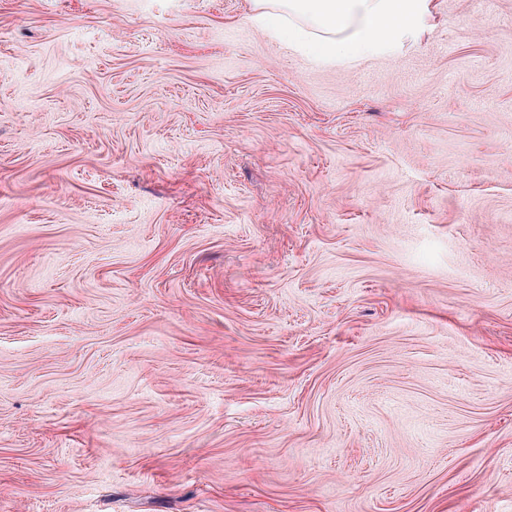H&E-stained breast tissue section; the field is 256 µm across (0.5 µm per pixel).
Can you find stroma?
Wrapping results in <instances>:
<instances>
[{
	"mask_svg": "<svg viewBox=\"0 0 512 512\" xmlns=\"http://www.w3.org/2000/svg\"><path fill=\"white\" fill-rule=\"evenodd\" d=\"M435 6L0 0V512H512V0ZM253 2L249 22L318 61L368 60L419 41L435 13L434 0H280V9L268 7L269 0Z\"/></svg>",
	"mask_w": 512,
	"mask_h": 512,
	"instance_id": "35a3bbf8",
	"label": "stroma"
}]
</instances>
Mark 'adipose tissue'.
I'll use <instances>...</instances> for the list:
<instances>
[{
  "label": "adipose tissue",
  "mask_w": 512,
  "mask_h": 512,
  "mask_svg": "<svg viewBox=\"0 0 512 512\" xmlns=\"http://www.w3.org/2000/svg\"><path fill=\"white\" fill-rule=\"evenodd\" d=\"M248 20L318 61L373 58L420 40L434 0H253Z\"/></svg>",
  "instance_id": "1"
}]
</instances>
